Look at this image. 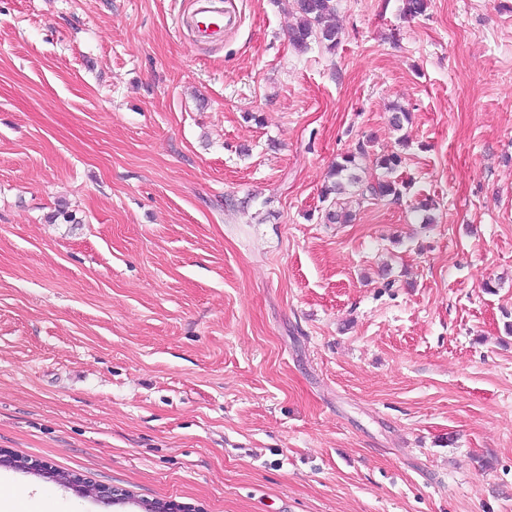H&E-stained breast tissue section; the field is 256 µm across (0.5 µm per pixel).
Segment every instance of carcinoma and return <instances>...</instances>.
<instances>
[{
  "label": "carcinoma",
  "mask_w": 512,
  "mask_h": 512,
  "mask_svg": "<svg viewBox=\"0 0 512 512\" xmlns=\"http://www.w3.org/2000/svg\"><path fill=\"white\" fill-rule=\"evenodd\" d=\"M293 9L295 23L290 29L289 40L294 49L303 52L313 41L321 43L328 50L336 48L340 34V28L336 25V0H293ZM389 111L390 125L397 131L411 120L410 113L400 105H391ZM401 163L402 157L397 152L380 157L376 164L382 170L381 176L365 185L355 172L356 155L348 153L340 156V160L330 170L331 185L324 190V196H334L326 220L331 224H347L352 221V214L345 211L340 203V198L351 187L358 189L362 197L391 198L395 201L402 198L405 184L395 177Z\"/></svg>",
  "instance_id": "1"
}]
</instances>
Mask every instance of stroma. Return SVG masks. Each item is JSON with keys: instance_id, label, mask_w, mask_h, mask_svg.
<instances>
[{"instance_id": "stroma-1", "label": "stroma", "mask_w": 512, "mask_h": 512, "mask_svg": "<svg viewBox=\"0 0 512 512\" xmlns=\"http://www.w3.org/2000/svg\"><path fill=\"white\" fill-rule=\"evenodd\" d=\"M231 2L198 42L191 0H0V449L51 468L0 484L512 512V0H338L331 52ZM347 152L410 189L329 224Z\"/></svg>"}]
</instances>
